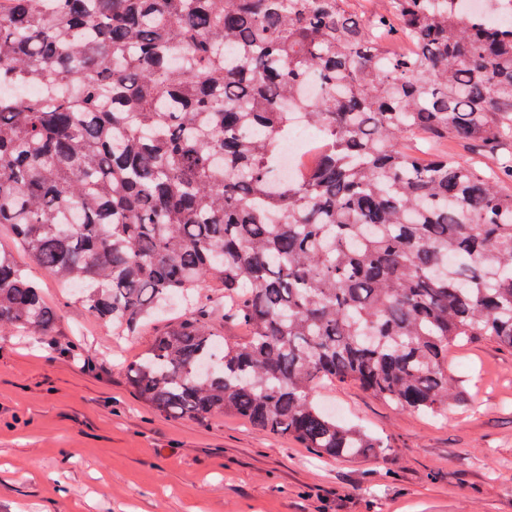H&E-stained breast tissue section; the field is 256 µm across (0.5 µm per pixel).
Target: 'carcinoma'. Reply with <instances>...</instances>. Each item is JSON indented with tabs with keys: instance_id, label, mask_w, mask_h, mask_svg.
Segmentation results:
<instances>
[{
	"instance_id": "cac0c4a2",
	"label": "carcinoma",
	"mask_w": 512,
	"mask_h": 512,
	"mask_svg": "<svg viewBox=\"0 0 512 512\" xmlns=\"http://www.w3.org/2000/svg\"><path fill=\"white\" fill-rule=\"evenodd\" d=\"M387 4L0 0V87L42 88L0 91V224L89 315L150 331L124 376L152 411L369 458L383 440L317 384L435 414L458 399L450 347L512 351V21ZM304 125L317 160L284 181ZM414 136L473 157L424 160ZM6 334L60 332L0 248Z\"/></svg>"
}]
</instances>
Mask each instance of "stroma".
<instances>
[{
	"label": "stroma",
	"mask_w": 512,
	"mask_h": 512,
	"mask_svg": "<svg viewBox=\"0 0 512 512\" xmlns=\"http://www.w3.org/2000/svg\"><path fill=\"white\" fill-rule=\"evenodd\" d=\"M38 279L99 365L27 336H0V512H512V352L480 338L451 348L462 397L438 416L408 414L358 385L316 397L389 454L319 458L233 416L202 425L151 413L124 363L147 339L69 305Z\"/></svg>",
	"instance_id": "obj_1"
}]
</instances>
